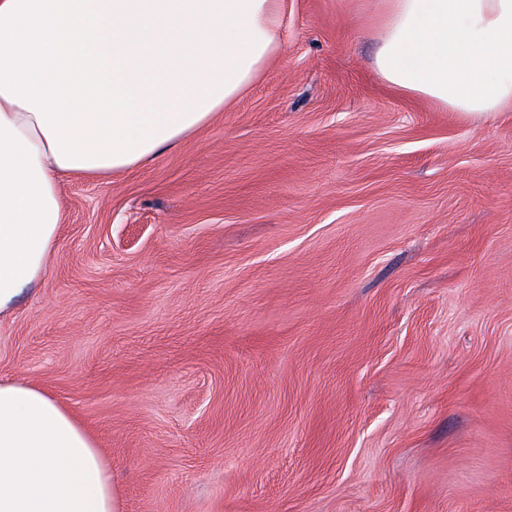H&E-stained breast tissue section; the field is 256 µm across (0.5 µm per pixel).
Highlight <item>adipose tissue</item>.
<instances>
[{"label": "adipose tissue", "instance_id": "obj_1", "mask_svg": "<svg viewBox=\"0 0 512 512\" xmlns=\"http://www.w3.org/2000/svg\"><path fill=\"white\" fill-rule=\"evenodd\" d=\"M376 65L465 117L512 111V0H380ZM284 0H0V319L44 277L58 177L108 180L233 104L282 50ZM0 512H120L75 414L0 376Z\"/></svg>", "mask_w": 512, "mask_h": 512}]
</instances>
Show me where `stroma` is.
Masks as SVG:
<instances>
[{"instance_id": "1", "label": "stroma", "mask_w": 512, "mask_h": 512, "mask_svg": "<svg viewBox=\"0 0 512 512\" xmlns=\"http://www.w3.org/2000/svg\"><path fill=\"white\" fill-rule=\"evenodd\" d=\"M281 36L155 161L62 181L0 374L121 512H512V112L391 89L376 0H286Z\"/></svg>"}]
</instances>
